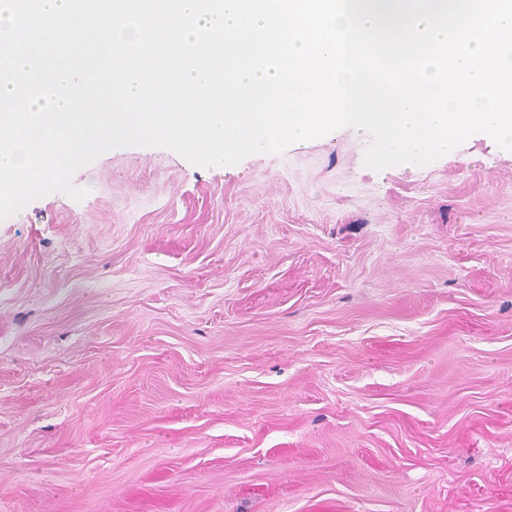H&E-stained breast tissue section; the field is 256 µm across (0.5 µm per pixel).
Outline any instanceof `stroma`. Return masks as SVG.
Masks as SVG:
<instances>
[{
    "mask_svg": "<svg viewBox=\"0 0 512 512\" xmlns=\"http://www.w3.org/2000/svg\"><path fill=\"white\" fill-rule=\"evenodd\" d=\"M121 147L0 219V512H512V151Z\"/></svg>",
    "mask_w": 512,
    "mask_h": 512,
    "instance_id": "35a3bbf8",
    "label": "stroma"
}]
</instances>
